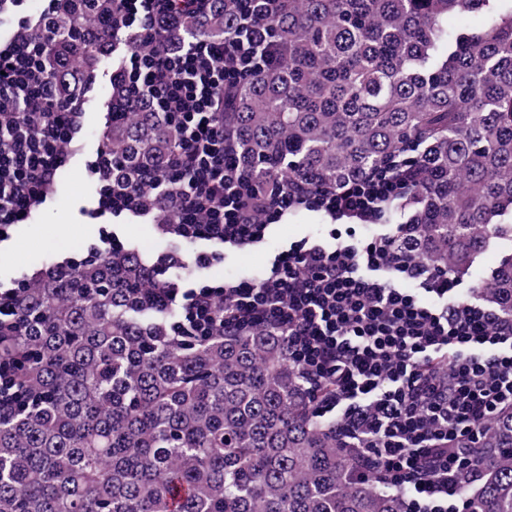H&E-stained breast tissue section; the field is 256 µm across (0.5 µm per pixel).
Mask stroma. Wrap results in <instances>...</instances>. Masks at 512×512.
I'll list each match as a JSON object with an SVG mask.
<instances>
[{"label":"stroma","instance_id":"35a3bbf8","mask_svg":"<svg viewBox=\"0 0 512 512\" xmlns=\"http://www.w3.org/2000/svg\"><path fill=\"white\" fill-rule=\"evenodd\" d=\"M111 69L100 70L96 81L83 98L86 113L81 147L64 167L55 187L43 205L32 214L28 223L16 225L8 240L0 242V287H12L15 280L32 274L43 265L66 257H79L98 240L100 228H107L123 246L144 249L149 260H156L170 250L185 255L206 249V242H184L165 233L156 218L123 215L93 219L91 208L97 187L83 174L85 164L96 152L105 128L107 99L101 90L111 77ZM325 216L299 210L272 225L261 244L243 250L226 249L224 258L210 268L193 267L175 271L173 281L187 279L221 280L263 277L267 264L289 243L323 231Z\"/></svg>","mask_w":512,"mask_h":512}]
</instances>
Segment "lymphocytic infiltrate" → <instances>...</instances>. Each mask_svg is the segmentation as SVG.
<instances>
[{"label":"lymphocytic infiltrate","mask_w":512,"mask_h":512,"mask_svg":"<svg viewBox=\"0 0 512 512\" xmlns=\"http://www.w3.org/2000/svg\"><path fill=\"white\" fill-rule=\"evenodd\" d=\"M24 2L0 0L14 26L0 42V239L46 199L85 123L79 99L57 97L46 71L48 58L65 62L53 25L63 0H44L36 20ZM278 5L244 0L232 36L173 49L166 32L206 16L213 0H112L100 29L86 33L131 47L112 77L110 118L148 103L174 127L176 149L166 178L145 172L118 183L122 160L100 144L87 164L94 214L153 213L140 190L150 183L171 201L169 233L245 248L288 211L324 212L327 237L292 243L261 280L169 283L150 301L179 304L172 330L182 336L254 325L286 332L289 357L313 387V413L331 417L363 461L357 479L400 493L404 512H464L460 477L480 476L482 428L512 406V320L459 298L456 277L410 256L399 244L406 225L358 237L417 185L410 159L338 187L259 183L243 170L224 129V90L278 59L267 23Z\"/></svg>","instance_id":"f902f5d3"}]
</instances>
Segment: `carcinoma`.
Listing matches in <instances>:
<instances>
[{"instance_id":"obj_1","label":"carcinoma","mask_w":512,"mask_h":512,"mask_svg":"<svg viewBox=\"0 0 512 512\" xmlns=\"http://www.w3.org/2000/svg\"><path fill=\"white\" fill-rule=\"evenodd\" d=\"M55 25L95 22L112 0ZM239 0L169 43L229 37ZM451 12L485 24L448 36ZM282 54L224 91V127L258 180L288 172L341 186L411 153L422 178L401 209L403 248L450 273L512 242V0H283L270 18ZM71 68L106 63L67 46ZM112 153L168 172L173 127L140 105L114 124ZM135 248L22 278L14 329L0 330V512H403L401 497L355 479V449L312 414L287 339L263 327L178 336L173 308ZM482 295L512 319V253ZM468 512H512V408L483 429Z\"/></svg>"}]
</instances>
